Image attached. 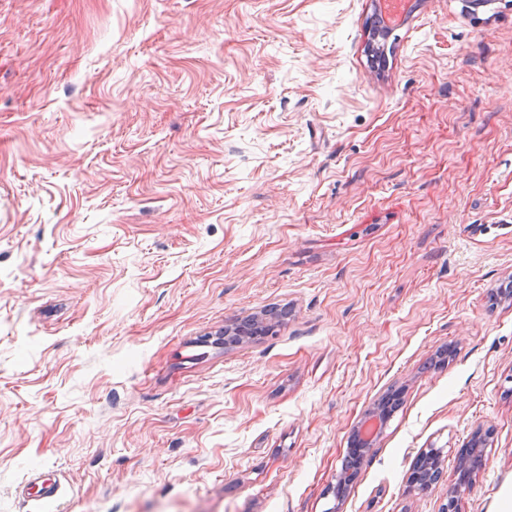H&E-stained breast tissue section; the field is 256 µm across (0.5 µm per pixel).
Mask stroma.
Segmentation results:
<instances>
[{"mask_svg": "<svg viewBox=\"0 0 512 512\" xmlns=\"http://www.w3.org/2000/svg\"><path fill=\"white\" fill-rule=\"evenodd\" d=\"M374 9L0 0V512H512V0ZM404 1V8L401 13V15L392 17L388 14H385L386 11V4L388 0H380L378 4L376 5V12L378 19L380 20V25L382 27L387 28L388 32L393 33L394 31L398 30L400 27L404 26L405 20L408 16V14L411 11L412 3L409 0H402ZM263 312L260 318L254 317L250 320L252 323L247 324L248 329L244 336H268L288 316V310L274 307L266 308Z\"/></svg>", "mask_w": 512, "mask_h": 512, "instance_id": "35a3bbf8", "label": "stroma"}]
</instances>
